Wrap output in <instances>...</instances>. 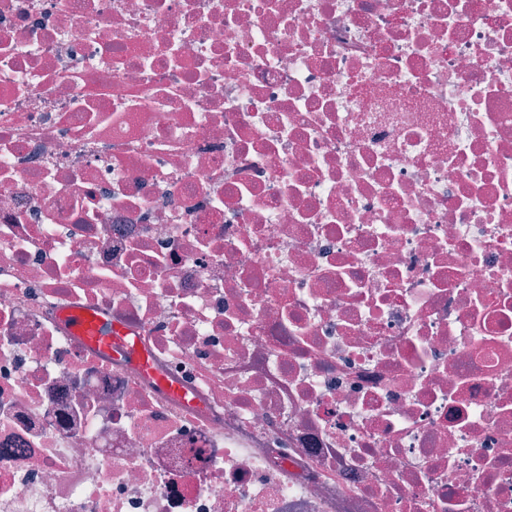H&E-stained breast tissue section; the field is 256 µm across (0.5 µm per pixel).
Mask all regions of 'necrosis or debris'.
I'll return each mask as SVG.
<instances>
[{
  "instance_id": "necrosis-or-debris-1",
  "label": "necrosis or debris",
  "mask_w": 512,
  "mask_h": 512,
  "mask_svg": "<svg viewBox=\"0 0 512 512\" xmlns=\"http://www.w3.org/2000/svg\"><path fill=\"white\" fill-rule=\"evenodd\" d=\"M0 512H512V0H0ZM72 318L75 328L84 334L88 341L100 347L101 350L107 353H112V349L119 350L142 366H148L147 360L137 344L128 336H125L121 326L107 324L105 320L92 318L81 312L74 313Z\"/></svg>"
}]
</instances>
